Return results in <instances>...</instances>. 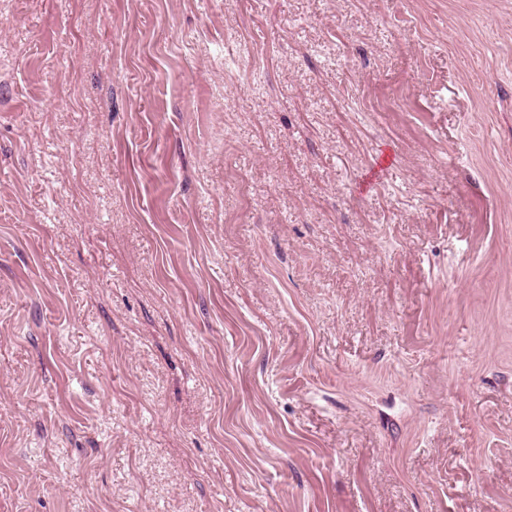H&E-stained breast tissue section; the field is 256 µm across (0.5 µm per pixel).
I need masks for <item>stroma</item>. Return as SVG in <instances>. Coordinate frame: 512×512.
Here are the masks:
<instances>
[{"mask_svg": "<svg viewBox=\"0 0 512 512\" xmlns=\"http://www.w3.org/2000/svg\"><path fill=\"white\" fill-rule=\"evenodd\" d=\"M0 512H512V0H0Z\"/></svg>", "mask_w": 512, "mask_h": 512, "instance_id": "35a3bbf8", "label": "stroma"}]
</instances>
